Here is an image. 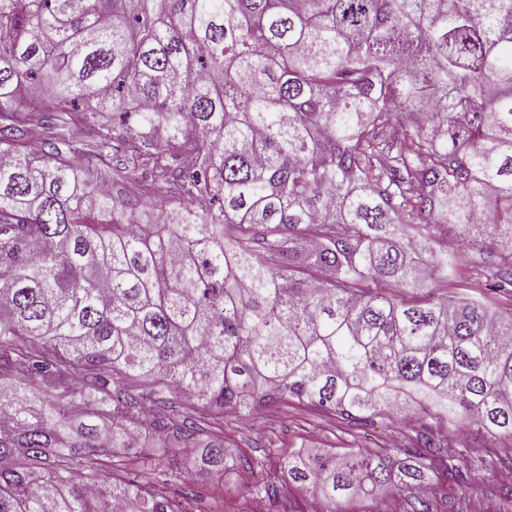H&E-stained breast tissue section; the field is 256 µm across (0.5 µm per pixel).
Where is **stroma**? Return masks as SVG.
Masks as SVG:
<instances>
[{
	"label": "stroma",
	"mask_w": 512,
	"mask_h": 512,
	"mask_svg": "<svg viewBox=\"0 0 512 512\" xmlns=\"http://www.w3.org/2000/svg\"><path fill=\"white\" fill-rule=\"evenodd\" d=\"M432 250L447 261L449 277L434 282L437 294L479 299L501 317L512 316V295L489 291L475 272L498 264L500 249L492 240L471 250L462 249L457 234L435 229ZM210 437L222 440L227 457L244 462L270 457L279 463L297 455L333 451H376L390 446L417 447L422 438L453 443L464 449L457 460L460 480L448 482L442 490L444 512H512V447L507 442L477 434L464 416L434 423L417 414L415 405L398 403L387 417L345 420L305 402H276L253 419L228 411L220 424L206 428ZM197 449L177 448L170 455L171 481H163L154 470L145 450H136L128 460L130 477L161 485L183 512H251L256 499L254 478L241 472L234 482H226L215 470L201 469ZM299 512H403L404 494L390 490L376 497L341 501L328 505L302 488L294 490Z\"/></svg>",
	"instance_id": "obj_1"
}]
</instances>
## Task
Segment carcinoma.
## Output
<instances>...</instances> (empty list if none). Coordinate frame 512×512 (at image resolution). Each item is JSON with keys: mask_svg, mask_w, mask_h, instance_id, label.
<instances>
[{"mask_svg": "<svg viewBox=\"0 0 512 512\" xmlns=\"http://www.w3.org/2000/svg\"><path fill=\"white\" fill-rule=\"evenodd\" d=\"M119 130L118 179L170 205L162 240L94 179ZM436 226L494 237L478 276L512 291V0H0V512H171L99 472L94 428L67 438L107 415L109 452L130 450L148 377L194 393L200 427L403 394L512 440V319L414 294L448 270ZM153 431L224 461L192 426ZM396 452L285 462L279 512L291 481L433 512L457 449L442 474Z\"/></svg>", "mask_w": 512, "mask_h": 512, "instance_id": "carcinoma-1", "label": "carcinoma"}]
</instances>
